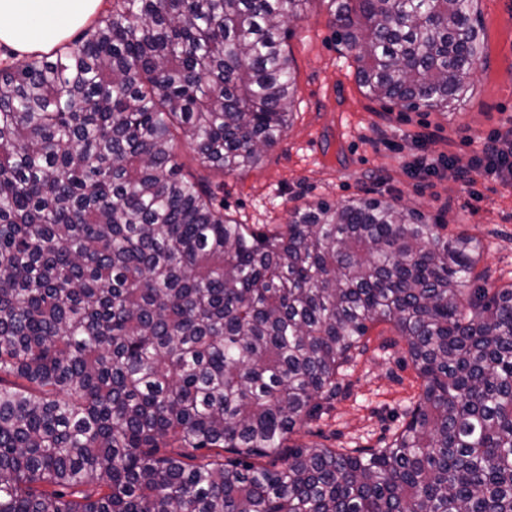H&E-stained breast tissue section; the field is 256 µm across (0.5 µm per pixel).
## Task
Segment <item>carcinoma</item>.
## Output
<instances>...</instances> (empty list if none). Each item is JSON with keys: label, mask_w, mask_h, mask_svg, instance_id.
I'll list each match as a JSON object with an SVG mask.
<instances>
[{"label": "carcinoma", "mask_w": 512, "mask_h": 512, "mask_svg": "<svg viewBox=\"0 0 512 512\" xmlns=\"http://www.w3.org/2000/svg\"><path fill=\"white\" fill-rule=\"evenodd\" d=\"M309 2L112 0L0 65V512H512V282L482 240L382 198L261 227L218 199L291 123ZM321 2L367 96L465 100L476 0ZM376 322L422 380L405 426L290 444Z\"/></svg>", "instance_id": "carcinoma-1"}]
</instances>
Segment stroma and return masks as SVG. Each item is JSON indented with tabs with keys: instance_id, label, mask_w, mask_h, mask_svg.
I'll return each instance as SVG.
<instances>
[{
	"instance_id": "obj_1",
	"label": "stroma",
	"mask_w": 512,
	"mask_h": 512,
	"mask_svg": "<svg viewBox=\"0 0 512 512\" xmlns=\"http://www.w3.org/2000/svg\"><path fill=\"white\" fill-rule=\"evenodd\" d=\"M478 10L485 47L470 100L450 112L388 111L365 96L325 7L311 0L288 41L296 76L292 122L259 166L225 176V214L246 224H282L300 196L336 204L383 197L418 208L448 233L482 239L478 269L489 287L512 281V178L478 176L466 185L456 177L512 117V0H479ZM365 342L335 400L293 434L294 443L378 448L402 424L421 385L407 347L386 322L372 324Z\"/></svg>"
}]
</instances>
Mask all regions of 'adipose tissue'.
Segmentation results:
<instances>
[{
    "instance_id": "ef3b65f1",
    "label": "adipose tissue",
    "mask_w": 512,
    "mask_h": 512,
    "mask_svg": "<svg viewBox=\"0 0 512 512\" xmlns=\"http://www.w3.org/2000/svg\"><path fill=\"white\" fill-rule=\"evenodd\" d=\"M100 0H0V44L18 56L46 52L86 26Z\"/></svg>"
}]
</instances>
